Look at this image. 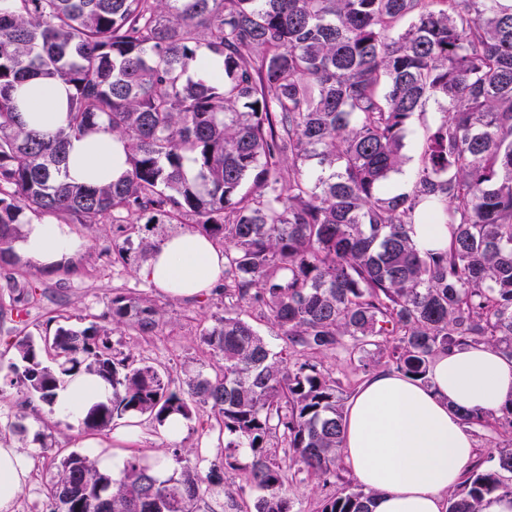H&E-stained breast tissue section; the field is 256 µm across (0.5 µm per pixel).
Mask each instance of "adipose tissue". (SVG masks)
Returning <instances> with one entry per match:
<instances>
[{"instance_id": "adipose-tissue-1", "label": "adipose tissue", "mask_w": 512, "mask_h": 512, "mask_svg": "<svg viewBox=\"0 0 512 512\" xmlns=\"http://www.w3.org/2000/svg\"><path fill=\"white\" fill-rule=\"evenodd\" d=\"M68 93L64 83L33 77L16 86L14 97L28 127L52 135L68 125ZM67 155V179L73 183H109L128 168L125 141L102 131L70 138ZM75 246L66 225L42 220L25 226L16 250L53 266ZM223 272V251L197 233L167 237L144 269L155 287L176 297L211 289ZM110 394L98 377H71L57 390L55 407L75 422ZM511 399L512 357L484 344L437 356L426 384L394 371L377 372L345 410L342 461L359 484L374 491L372 512H447L449 490L475 460L464 413L492 412ZM30 469L27 452L0 444V512H9Z\"/></svg>"}]
</instances>
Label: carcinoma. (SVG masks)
<instances>
[{
    "mask_svg": "<svg viewBox=\"0 0 512 512\" xmlns=\"http://www.w3.org/2000/svg\"><path fill=\"white\" fill-rule=\"evenodd\" d=\"M210 54L223 74L192 77ZM34 75L71 90L68 127L51 136L24 126L13 97ZM430 102L414 186L392 193L408 126ZM96 129L127 141L128 170L108 185L66 181L67 140ZM27 214L189 219L224 245L227 303L202 331L219 369L178 389L107 340L123 326L155 333L153 305L117 295L110 329L22 332L9 385L25 406L53 405L85 372L112 390L83 415L86 432L206 408L224 466L250 457L255 512H294L293 473L336 485L319 512H371L373 493L339 475V381L273 352L241 308H260L295 354L342 350L422 382L442 352L486 344L512 357V0H0L3 265ZM414 224L449 225L451 247L421 251ZM170 460L164 480L137 457L114 476L72 451L52 512H194L202 484L223 483L177 448ZM495 493L512 498V441L477 461L447 512H481Z\"/></svg>",
    "mask_w": 512,
    "mask_h": 512,
    "instance_id": "obj_1",
    "label": "carcinoma"
}]
</instances>
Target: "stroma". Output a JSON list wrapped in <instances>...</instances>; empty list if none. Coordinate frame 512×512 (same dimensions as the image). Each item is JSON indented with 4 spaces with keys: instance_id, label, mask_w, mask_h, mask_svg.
Returning <instances> with one entry per match:
<instances>
[{
    "instance_id": "1",
    "label": "stroma",
    "mask_w": 512,
    "mask_h": 512,
    "mask_svg": "<svg viewBox=\"0 0 512 512\" xmlns=\"http://www.w3.org/2000/svg\"><path fill=\"white\" fill-rule=\"evenodd\" d=\"M436 108L427 105L425 113L416 117L405 139L407 161L391 180L394 192L410 191L418 162V149L426 130L435 118ZM77 247L60 264L42 267L29 260L0 267V379L15 359L13 342L20 328L40 334L53 333L58 317H65L76 329L100 321L112 306L116 295L142 299L155 305L161 314V326L151 336L137 335L123 327L111 333L114 352L132 360L147 362L169 378L172 386H184L186 380L216 359L201 341V331L212 322L213 315L224 311V297L209 290L193 298L174 297L146 280L142 270L146 260L140 252H132L128 263H113L106 248L116 236L109 224H74L70 227ZM33 282L38 286L37 300L31 304L25 323L11 316V304L19 294V284ZM310 362L340 381L345 397H352L367 378L357 361L341 353L313 354ZM21 393L6 389L0 395V435L19 448L30 451L33 478L14 501L10 512H49V488L56 476V463L76 450L86 434L78 423L56 416L53 409L38 405L36 410L23 409ZM23 422L24 433H12L14 422ZM141 438L130 444L129 453L144 457L148 453H164L168 448L180 449L182 455L200 462L201 472H208L218 450L216 434L202 432L198 422L188 423L182 437L168 441L161 429L147 417H140Z\"/></svg>"
}]
</instances>
